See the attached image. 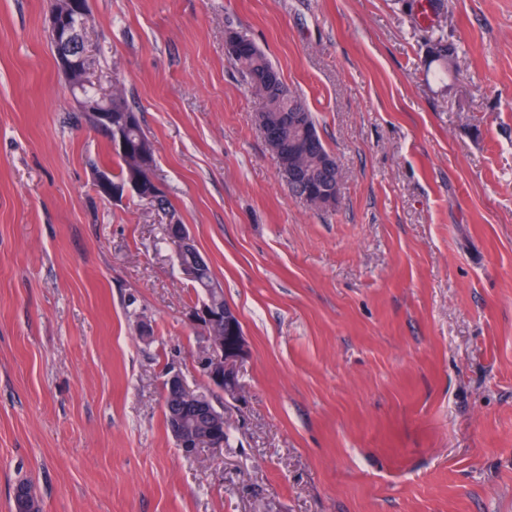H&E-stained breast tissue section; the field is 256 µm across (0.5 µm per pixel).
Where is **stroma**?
<instances>
[{
  "instance_id": "stroma-1",
  "label": "stroma",
  "mask_w": 512,
  "mask_h": 512,
  "mask_svg": "<svg viewBox=\"0 0 512 512\" xmlns=\"http://www.w3.org/2000/svg\"><path fill=\"white\" fill-rule=\"evenodd\" d=\"M89 0L93 77L155 147L161 211L106 200L47 0H0V512H512V0ZM316 116L342 193L295 198L225 47ZM457 49L447 82L426 43ZM187 225L248 353L224 448L187 457L166 373L202 385ZM167 226L170 234L172 231H176V234L172 236V241L176 246L177 252L182 257H187V260L181 265L183 274L188 279H198V276L203 271L206 262L200 253H196V246L189 230L183 224H168ZM213 280L211 270L207 265L203 271L202 277L200 278V283L205 284L206 282ZM200 283H195L198 288H201ZM201 290L203 291V288H201Z\"/></svg>"
}]
</instances>
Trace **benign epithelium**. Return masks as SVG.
Returning <instances> with one entry per match:
<instances>
[{
	"instance_id": "1",
	"label": "benign epithelium",
	"mask_w": 512,
	"mask_h": 512,
	"mask_svg": "<svg viewBox=\"0 0 512 512\" xmlns=\"http://www.w3.org/2000/svg\"><path fill=\"white\" fill-rule=\"evenodd\" d=\"M56 55L62 68L81 69L90 57V49L86 44L83 31H72L63 42L57 43ZM77 103L81 111L88 113L96 129L112 135L113 145L120 154L125 155L130 151L120 128L112 126L111 90L100 92V98L95 102L80 97ZM97 182L99 189L108 198L135 195L150 202L155 194L153 190H144L143 178L139 174L133 175L124 187L118 189L112 188L105 173L97 175ZM302 201L311 207L320 205L333 208L340 202L339 188H322L318 192L303 196ZM168 231L175 232L172 241L177 252L187 257L181 265L183 274L188 279L198 278L206 262L200 254L196 253L189 230L183 224H170ZM222 293H224L222 287L211 286V289L206 291L205 297L189 311L190 320L204 329L218 323L224 324L222 336L205 333L206 353L201 360L204 386L200 390L189 388L182 376L175 371L168 373L165 382L164 405L171 415V434L186 456L196 455L202 447L212 450L224 447V442L213 438L209 433L204 436L195 434V426L187 423L184 418L186 405L193 404L200 418L217 425L221 423L222 418L214 409L215 398L218 396L233 398L239 388L238 368L245 354V339L242 329L237 324L236 312L222 305L220 298Z\"/></svg>"
}]
</instances>
